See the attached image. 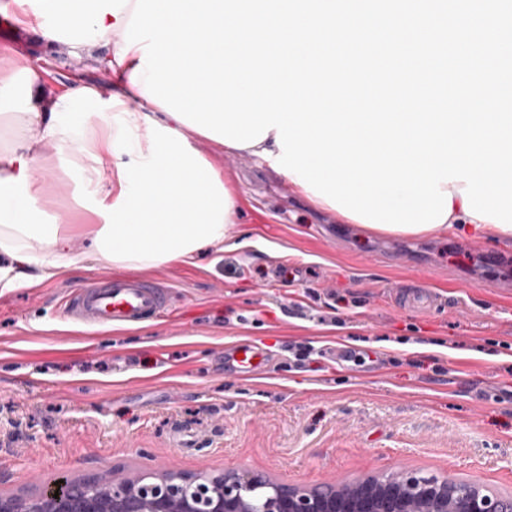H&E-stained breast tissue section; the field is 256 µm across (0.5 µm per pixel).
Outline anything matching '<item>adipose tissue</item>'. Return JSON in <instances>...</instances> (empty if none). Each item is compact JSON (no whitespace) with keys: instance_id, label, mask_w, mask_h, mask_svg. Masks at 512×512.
Wrapping results in <instances>:
<instances>
[{"instance_id":"1","label":"adipose tissue","mask_w":512,"mask_h":512,"mask_svg":"<svg viewBox=\"0 0 512 512\" xmlns=\"http://www.w3.org/2000/svg\"><path fill=\"white\" fill-rule=\"evenodd\" d=\"M136 0H14L19 23L40 41L75 59L108 48L99 66L119 73L109 90L74 80L51 89L40 68L21 64L0 45V120L11 129L0 145V293L31 288L81 264L150 269L195 261L203 249L236 248L238 199L224 171L195 148L194 128L144 94L148 74L141 49L125 48L123 33ZM98 121L85 119L88 104ZM67 160L94 195L85 223H42L48 199L47 155ZM464 181L445 183L452 208L438 232L475 224L499 244L512 230L466 215ZM91 250L76 252L82 239Z\"/></svg>"}]
</instances>
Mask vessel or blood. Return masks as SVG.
Segmentation results:
<instances>
[{"label":"vessel or blood","mask_w":512,"mask_h":512,"mask_svg":"<svg viewBox=\"0 0 512 512\" xmlns=\"http://www.w3.org/2000/svg\"><path fill=\"white\" fill-rule=\"evenodd\" d=\"M168 305V291L157 280L105 275L72 293L64 313L92 326H135L162 317ZM224 358L246 378L269 362L266 352L249 342L226 346Z\"/></svg>","instance_id":"b4317fda"}]
</instances>
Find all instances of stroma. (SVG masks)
<instances>
[{"label": "stroma", "instance_id": "35a3bbf8", "mask_svg": "<svg viewBox=\"0 0 512 512\" xmlns=\"http://www.w3.org/2000/svg\"><path fill=\"white\" fill-rule=\"evenodd\" d=\"M49 72L110 76L93 57L49 54L19 25L0 45ZM237 191L249 242L149 269L167 313L89 326L63 301L105 268L0 295V474L30 490L62 475L136 467L249 468L300 484L409 468L512 492V255L481 234L393 236L312 205L284 178L201 138ZM431 282L434 309L399 286ZM248 341L271 358L245 379L224 363ZM306 343L300 365L289 344Z\"/></svg>", "mask_w": 512, "mask_h": 512}]
</instances>
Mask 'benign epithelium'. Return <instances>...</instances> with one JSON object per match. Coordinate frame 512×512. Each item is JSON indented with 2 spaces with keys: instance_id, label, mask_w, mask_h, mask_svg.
<instances>
[{
  "instance_id": "1",
  "label": "benign epithelium",
  "mask_w": 512,
  "mask_h": 512,
  "mask_svg": "<svg viewBox=\"0 0 512 512\" xmlns=\"http://www.w3.org/2000/svg\"><path fill=\"white\" fill-rule=\"evenodd\" d=\"M0 512H512V496L401 470L306 487L251 469L109 472L37 494L0 491Z\"/></svg>"
}]
</instances>
